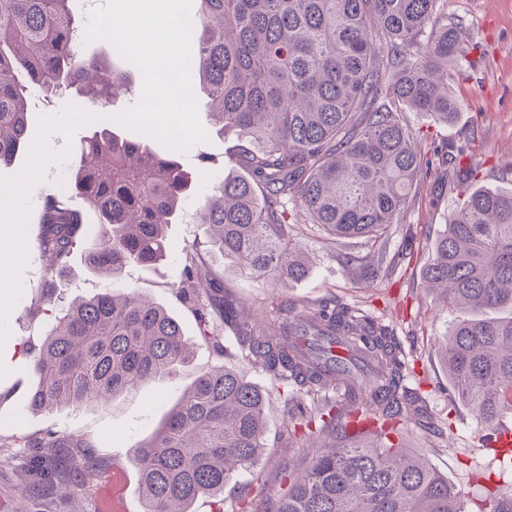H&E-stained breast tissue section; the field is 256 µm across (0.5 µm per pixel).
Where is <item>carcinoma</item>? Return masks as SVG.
<instances>
[{"mask_svg":"<svg viewBox=\"0 0 512 512\" xmlns=\"http://www.w3.org/2000/svg\"><path fill=\"white\" fill-rule=\"evenodd\" d=\"M73 0H0V170L33 150L27 136L28 98L69 92L81 111L109 102L127 75L99 58L83 59ZM190 60L192 90L208 99L207 119L220 135L233 136L224 176L202 159L209 187L196 210L207 228L204 245L183 247L181 295L193 300L202 337L224 355L221 335L232 334L240 355L285 389L309 398L298 405L282 433L291 444L324 430L349 438L347 406L327 397L314 360L292 336H339L381 366L382 388L364 383L348 392L365 405L362 419L378 424L377 443L325 446L306 466L281 470L287 483L273 512H469L448 478L422 457L390 441L400 435L401 406L416 396L380 395L408 369L397 358L392 330L362 308L336 300L280 312L263 328L245 314L211 263L229 257L244 275L271 286L298 282L309 270L304 247L291 239L293 224H313L329 243L360 239L380 248L371 263L351 257L357 282L376 276L381 248L412 208L421 181L434 178L462 191L464 199L434 240L423 269L426 287L459 309L442 359L448 380L487 431L512 415V316L480 317L512 309V191L468 188L476 169L463 164L469 143L429 149L398 111L403 106L438 124L457 104L448 68L468 76L474 43L461 38L463 21H444V0H198ZM88 135L72 155L66 187L44 197L39 249L50 257L37 285L48 306V331L32 355L37 384L34 412L66 406H108L124 393L175 373L190 357L180 324L162 305L126 287L58 307L51 283L91 237L87 266L116 282L133 265L165 260V229L179 217L190 191L176 161L151 151L152 136H120V122H85ZM82 198L96 215L86 231ZM263 392L224 366L201 372L169 412L162 428L134 446L144 512H190L199 498L224 495L233 472L255 466L264 443ZM33 448L49 463L72 448L65 473L73 488L91 476L93 447L86 437L48 429L0 442Z\"/></svg>","mask_w":512,"mask_h":512,"instance_id":"carcinoma-1","label":"carcinoma"}]
</instances>
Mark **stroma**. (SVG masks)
<instances>
[{
  "mask_svg": "<svg viewBox=\"0 0 512 512\" xmlns=\"http://www.w3.org/2000/svg\"><path fill=\"white\" fill-rule=\"evenodd\" d=\"M445 11L449 18L463 20L464 40L482 44L485 57L471 76L451 84L458 103L455 123L443 126L411 111L405 117L435 144L470 139L471 158L480 168L477 186L510 191L512 0H447ZM84 134L82 120L67 123L59 160L50 161L38 175L42 193L64 187L66 162ZM204 194V187H192L176 224L170 226L168 234L174 250L168 260L155 266L130 267L124 276L126 284L173 312L192 346L189 362L179 366L175 375L152 380L135 392L117 397L108 406L90 404L42 413L28 409L29 395L37 380L30 357L22 353L21 347L39 345L46 332L47 317L38 309L35 292L45 274L46 260L37 244L40 209L35 206L25 210L26 261L14 269L0 268V438L32 434L48 427L65 428L93 440L91 453L98 468L82 491L53 492L35 501L23 493L27 482L36 476L32 449L0 448V512H98V489L104 477L116 468L124 469L129 476L128 512H142L133 448L162 427L183 391L202 370L215 365L243 375L261 387L266 396L265 454L258 465L237 471L225 485L224 512H237L243 505L263 512L280 491L283 465L291 460L309 461L311 449L288 448L280 439L288 423L290 392L238 357L232 336H225L223 353H216L210 343L201 339L193 307L178 297L184 266L182 249L205 238L204 226L194 221ZM456 203V193L446 191L437 198L430 183H422L414 207L396 226L387 246L392 255L405 245H412L411 257L369 285H355V275L346 264L349 255L367 254V246L357 239L342 246L326 245L311 224H298L293 230L294 239L305 246L312 258V269L305 279L273 288L247 278L228 258L224 261V282L269 328L274 327L279 310L288 303L330 296L384 317L410 363L408 387L419 392L430 413L447 420L438 437L407 424L402 446L425 455L436 471L447 476L470 512H475L477 505L512 491V467L504 468L487 448L484 430L470 408L455 398L448 371L437 353L455 312L425 287L421 269L430 257V241L444 230ZM111 285L109 278L89 272L78 252L68 273L59 281L57 294L65 304L77 297L104 293Z\"/></svg>",
  "mask_w": 512,
  "mask_h": 512,
  "instance_id": "stroma-1",
  "label": "stroma"
}]
</instances>
